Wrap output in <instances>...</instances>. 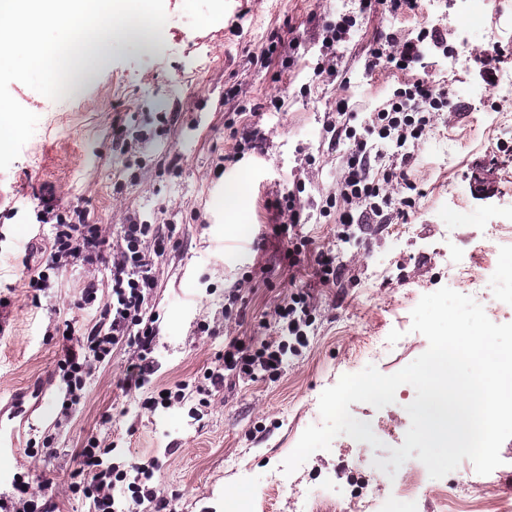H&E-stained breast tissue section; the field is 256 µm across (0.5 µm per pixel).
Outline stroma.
I'll return each instance as SVG.
<instances>
[{
    "instance_id": "obj_1",
    "label": "stroma",
    "mask_w": 512,
    "mask_h": 512,
    "mask_svg": "<svg viewBox=\"0 0 512 512\" xmlns=\"http://www.w3.org/2000/svg\"><path fill=\"white\" fill-rule=\"evenodd\" d=\"M167 22L159 38L114 41L108 61L92 73L75 71L61 100L22 83L12 96L37 114L32 138L8 169L0 171V410L15 412L14 444L0 452V494L10 493L17 472L47 475L56 512H87L70 490L76 453L89 437L116 443L114 462L130 455L156 457L154 487L173 512H224V500L249 495L257 512H302L304 495L328 478L366 483L370 494H389L374 478L370 453L346 435L320 450L290 476L287 491L270 477L303 431L320 423L319 397L352 373L368 337L407 335V342L377 362L392 374L428 348L411 329L405 299L448 285L450 255L475 257L489 300L501 303L497 321L512 323L502 280L492 257L512 240L493 236L495 224L512 227V124L491 125L490 109L512 114V98L489 101L479 56L498 49V77L512 75V0H488L476 30L463 28L462 0H420L412 14H375L359 20L358 0H164ZM354 17L337 48V76L316 74L326 49L327 25ZM436 30L420 65L407 73L367 69L376 39L402 42L420 28ZM271 59L262 52L270 43ZM429 77L454 94L459 107L433 118L407 168L417 185L407 218L389 216L356 228L342 245L343 266L333 284L321 285L309 266H289L286 238L274 232L273 203L296 189L308 215L298 227L310 248L333 245L335 215H323L344 172L346 142L334 132L336 104L357 118L378 109L398 84ZM122 131L135 151L112 150ZM251 149L235 158L238 144ZM50 198L80 205L89 221L118 237L129 216L148 224H173L179 245L156 262L158 314L153 361L157 385L203 374L214 367L224 341L268 336L273 310L306 288L315 298L308 345L289 353L280 375L227 379L210 405L142 407L138 392L121 382L133 358L117 346L96 369L74 416L60 414L54 379L63 320L83 329L99 319L108 300L84 301L104 265L76 261L50 288L26 282L45 260L50 225L34 208ZM463 209L466 221L446 229V212ZM240 299L225 309L224 294ZM412 386L399 387L393 404L378 409L355 403L351 414L369 422L386 446H401L410 426ZM43 446L37 457L28 445ZM501 466L487 475L463 460L446 479L425 478L418 512H439L436 493L445 482H467L472 512L512 508V439L500 449Z\"/></svg>"
}]
</instances>
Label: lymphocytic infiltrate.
<instances>
[{"instance_id":"lymphocytic-infiltrate-1","label":"lymphocytic infiltrate","mask_w":512,"mask_h":512,"mask_svg":"<svg viewBox=\"0 0 512 512\" xmlns=\"http://www.w3.org/2000/svg\"><path fill=\"white\" fill-rule=\"evenodd\" d=\"M435 35V30L423 27L415 38L387 49L371 48V63L396 71L415 68L423 56L426 40ZM451 106L447 93L437 90L431 80L419 78L396 88L378 110L369 113L360 127L341 124L348 147L346 171L339 189L343 208L338 218L342 226L337 234L338 242H348L353 225L383 217L387 205L383 184L396 179L398 165L412 160L413 149L430 127L435 113ZM386 157L392 158V165L382 175H374L373 160ZM36 218L40 223L52 224L53 232L43 269L37 270L27 282L33 290L49 287L52 277L58 276L71 262L79 260L93 265L102 261L104 253L113 256L107 279L109 300L102 318L80 334L66 336L57 362L64 410L80 403L88 378L122 342L136 353L135 362L126 368V388L144 390L148 394L147 404L165 408L191 398L197 399L199 406H207V394L230 375L254 378L261 373L278 374L290 343L305 342L306 329L312 324L310 296L300 290L276 306L275 336L250 345L230 338L224 346L222 364L206 370L202 379L183 380L173 390L163 391L153 380L151 361L158 333L157 316L151 305L157 286L153 260L178 246L173 226L143 224L132 218L113 242L102 225L89 223L87 210L79 206L66 217L46 203L37 210ZM112 452V446L101 445L97 438L87 440L76 456L79 481L73 487L74 492L89 500L92 512H120L115 498L119 492L131 499L127 512H166L168 500L158 496L150 485L154 463L133 459L117 465ZM49 484V479L30 471L16 474L12 494L0 498V512H52L51 501L42 494Z\"/></svg>"}]
</instances>
